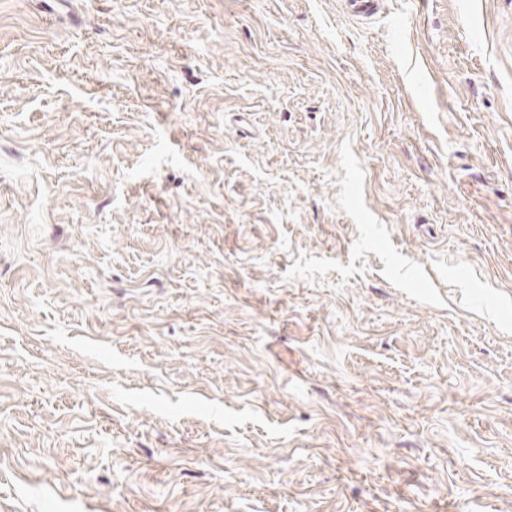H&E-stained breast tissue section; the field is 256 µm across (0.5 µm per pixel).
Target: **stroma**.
Masks as SVG:
<instances>
[{"mask_svg": "<svg viewBox=\"0 0 512 512\" xmlns=\"http://www.w3.org/2000/svg\"><path fill=\"white\" fill-rule=\"evenodd\" d=\"M0 512H512V0H0Z\"/></svg>", "mask_w": 512, "mask_h": 512, "instance_id": "1", "label": "stroma"}]
</instances>
